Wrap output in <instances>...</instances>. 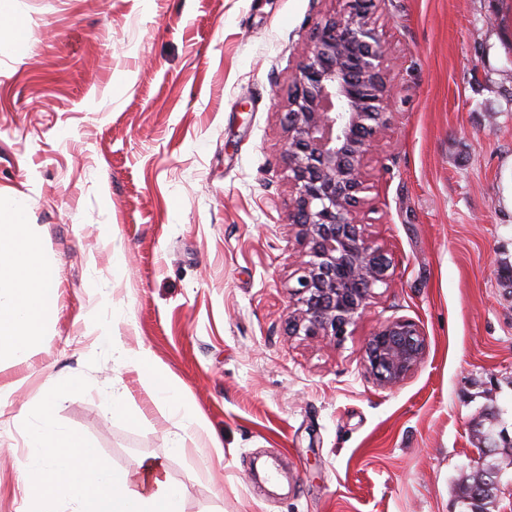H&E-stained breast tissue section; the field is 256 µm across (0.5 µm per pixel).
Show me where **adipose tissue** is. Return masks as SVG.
Here are the masks:
<instances>
[{
    "instance_id": "obj_1",
    "label": "adipose tissue",
    "mask_w": 512,
    "mask_h": 512,
    "mask_svg": "<svg viewBox=\"0 0 512 512\" xmlns=\"http://www.w3.org/2000/svg\"><path fill=\"white\" fill-rule=\"evenodd\" d=\"M56 302L57 276L40 256L25 207L0 209V359L22 358L37 346ZM120 357L185 426L202 427L199 414L149 351L124 349ZM73 385L64 379L37 402L38 423L27 433L20 463L28 512H184L183 491L167 480L160 463L144 459L133 470L107 468L88 441L58 428L53 407Z\"/></svg>"
}]
</instances>
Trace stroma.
<instances>
[{
  "label": "stroma",
  "instance_id": "1",
  "mask_svg": "<svg viewBox=\"0 0 512 512\" xmlns=\"http://www.w3.org/2000/svg\"><path fill=\"white\" fill-rule=\"evenodd\" d=\"M342 0H15L0 24V204L23 201L58 278L48 329L0 363V512H23L35 400L108 467L149 457L184 512H464L484 433L512 434V0H376L391 110L363 163L392 267L338 341L290 333L303 246L284 152L294 77ZM422 363H363L388 320ZM150 350L203 416L184 428L124 368ZM126 394L136 421L108 412ZM224 448L216 458L208 443ZM183 441L182 452L173 445ZM0 22L1 24L6 22L10 26L14 42L28 39L29 29L26 23L14 13L13 0L0 1ZM426 338L420 327L408 319L380 325L368 338L364 366L384 387L400 384L424 359Z\"/></svg>",
  "mask_w": 512,
  "mask_h": 512
}]
</instances>
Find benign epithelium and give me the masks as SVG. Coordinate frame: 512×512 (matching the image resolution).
I'll return each instance as SVG.
<instances>
[{
  "mask_svg": "<svg viewBox=\"0 0 512 512\" xmlns=\"http://www.w3.org/2000/svg\"><path fill=\"white\" fill-rule=\"evenodd\" d=\"M375 0H345L343 15L317 29L295 76L285 149L296 195L288 223L304 245L300 276L291 288L288 328L333 340L363 317L373 288L390 278L391 263L357 220L363 198L361 163L387 129L386 48L370 19ZM426 338L408 319L380 325L368 338L364 366L381 386L400 384L424 359ZM498 441L478 449L473 469L500 490L494 460Z\"/></svg>",
  "mask_w": 512,
  "mask_h": 512,
  "instance_id": "benign-epithelium-1",
  "label": "benign epithelium"
}]
</instances>
